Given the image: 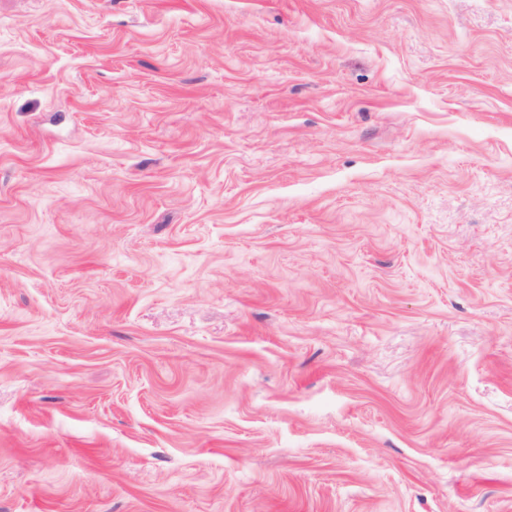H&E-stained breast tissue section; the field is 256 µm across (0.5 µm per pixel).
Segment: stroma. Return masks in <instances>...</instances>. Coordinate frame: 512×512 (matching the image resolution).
Returning <instances> with one entry per match:
<instances>
[{
    "instance_id": "1",
    "label": "stroma",
    "mask_w": 512,
    "mask_h": 512,
    "mask_svg": "<svg viewBox=\"0 0 512 512\" xmlns=\"http://www.w3.org/2000/svg\"><path fill=\"white\" fill-rule=\"evenodd\" d=\"M0 512H512V0H0Z\"/></svg>"
}]
</instances>
